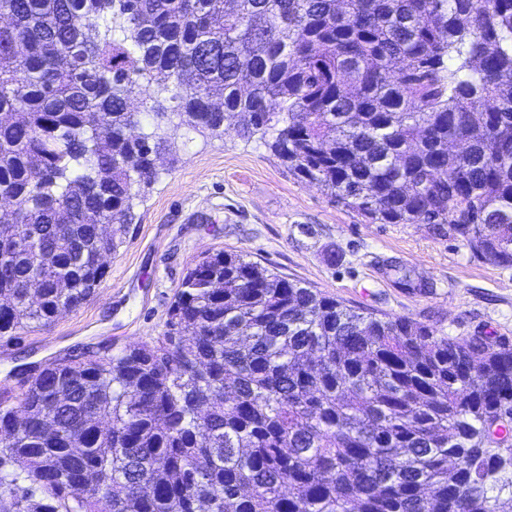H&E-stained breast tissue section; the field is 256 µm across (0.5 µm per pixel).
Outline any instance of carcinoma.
<instances>
[{
    "label": "carcinoma",
    "mask_w": 512,
    "mask_h": 512,
    "mask_svg": "<svg viewBox=\"0 0 512 512\" xmlns=\"http://www.w3.org/2000/svg\"><path fill=\"white\" fill-rule=\"evenodd\" d=\"M2 15L0 187L18 212L0 224V337L80 307L120 245L98 225L133 223L170 133L222 137L234 114L335 201L512 266V0H0ZM1 430L0 512H198L200 496L210 512H512V347L363 315L218 251L163 335L30 376Z\"/></svg>",
    "instance_id": "1"
}]
</instances>
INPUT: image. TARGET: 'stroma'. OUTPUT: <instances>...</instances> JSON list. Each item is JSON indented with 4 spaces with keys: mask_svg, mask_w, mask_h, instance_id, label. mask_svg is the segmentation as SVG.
I'll return each mask as SVG.
<instances>
[{
    "mask_svg": "<svg viewBox=\"0 0 512 512\" xmlns=\"http://www.w3.org/2000/svg\"><path fill=\"white\" fill-rule=\"evenodd\" d=\"M238 123L228 118L220 139L178 134L88 300L49 326L0 337V397L8 405L18 404L31 370L161 336L188 270L222 250L359 311L512 345V266L430 224L365 218L291 174L266 143L239 137ZM391 263L424 288L398 287Z\"/></svg>",
    "mask_w": 512,
    "mask_h": 512,
    "instance_id": "1",
    "label": "stroma"
}]
</instances>
